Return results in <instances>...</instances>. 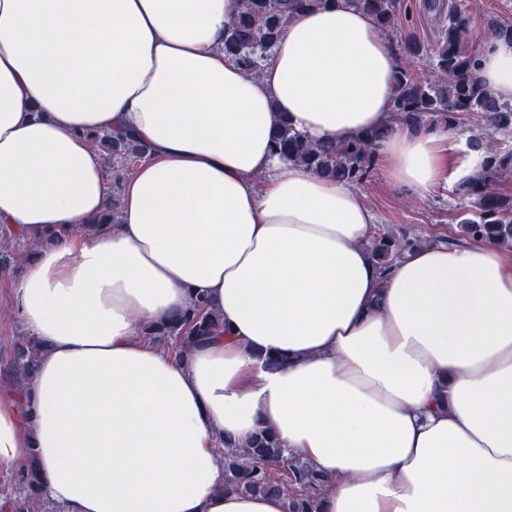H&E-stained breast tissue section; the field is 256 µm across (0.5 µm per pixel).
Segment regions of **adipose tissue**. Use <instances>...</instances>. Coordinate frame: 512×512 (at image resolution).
Wrapping results in <instances>:
<instances>
[{
	"label": "adipose tissue",
	"instance_id": "obj_1",
	"mask_svg": "<svg viewBox=\"0 0 512 512\" xmlns=\"http://www.w3.org/2000/svg\"><path fill=\"white\" fill-rule=\"evenodd\" d=\"M236 6L0 0V231L37 246L15 305L38 348L25 395L0 390V468L37 462L60 512H285L224 490L219 441L266 428L329 478L320 512H512V247L381 270L363 196L274 140L284 119L323 141L388 125L394 49L337 0L252 77L222 50ZM479 57L512 102V44ZM99 131L150 149L117 224ZM448 140L394 126L388 179L431 194ZM198 294L223 335L182 359L138 335Z\"/></svg>",
	"mask_w": 512,
	"mask_h": 512
}]
</instances>
